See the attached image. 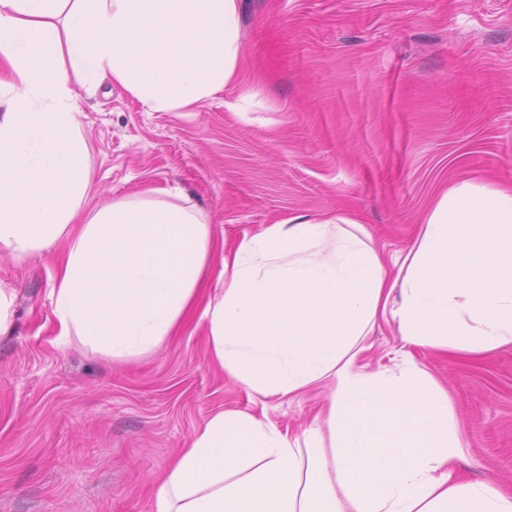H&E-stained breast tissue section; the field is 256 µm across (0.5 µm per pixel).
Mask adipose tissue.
<instances>
[{
	"mask_svg": "<svg viewBox=\"0 0 512 512\" xmlns=\"http://www.w3.org/2000/svg\"><path fill=\"white\" fill-rule=\"evenodd\" d=\"M240 0H0V260L55 255L56 342L114 362L169 343L198 313L209 355L262 397L324 389L295 434L223 409L165 470L149 512H512V492L457 469L463 428L412 355L367 369L393 326L408 347L512 345V187L465 180L388 253L339 211L217 245L196 206L144 195L97 206L73 80L175 112L233 86ZM217 266L215 284L206 272ZM368 343L372 344V348L365 354L363 361L371 370L379 366L391 365L392 359L401 346L394 328L387 324H382L381 328H377L373 336H369Z\"/></svg>",
	"mask_w": 512,
	"mask_h": 512,
	"instance_id": "obj_1",
	"label": "adipose tissue"
}]
</instances>
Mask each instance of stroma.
<instances>
[{"instance_id":"obj_1","label":"stroma","mask_w":512,"mask_h":512,"mask_svg":"<svg viewBox=\"0 0 512 512\" xmlns=\"http://www.w3.org/2000/svg\"><path fill=\"white\" fill-rule=\"evenodd\" d=\"M235 85L152 112L116 83L78 91L93 204L173 189L215 238L337 210L388 251L463 180L512 185V0H243ZM53 257L0 265L15 288L0 335V512H147L158 475L216 411L301 430L325 404L250 394L188 319L118 363L55 345ZM455 402L464 476L512 489V346L415 350Z\"/></svg>"}]
</instances>
